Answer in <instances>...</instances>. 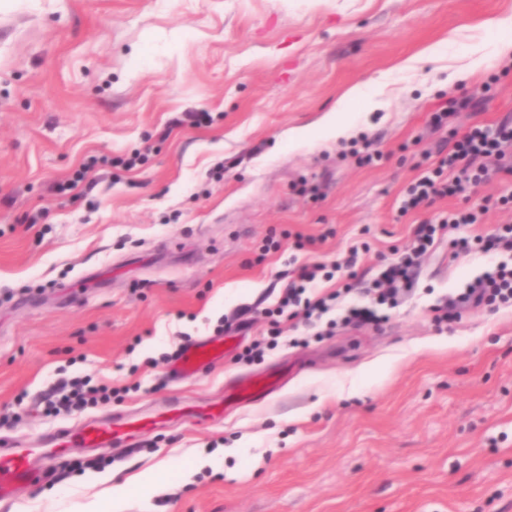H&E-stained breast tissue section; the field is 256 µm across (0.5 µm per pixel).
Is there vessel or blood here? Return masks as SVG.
Masks as SVG:
<instances>
[{
	"label": "vessel or blood",
	"mask_w": 512,
	"mask_h": 512,
	"mask_svg": "<svg viewBox=\"0 0 512 512\" xmlns=\"http://www.w3.org/2000/svg\"><path fill=\"white\" fill-rule=\"evenodd\" d=\"M224 357V339L220 336H207L187 344L181 351L173 370L176 378L196 376L220 362ZM277 383L269 378H259L242 385L238 390L240 399L252 403L273 394ZM163 415L122 416L108 421H90L74 428L55 431L48 437L50 453L56 458H64L70 446L100 448L116 443L130 442L137 435L156 429L163 424ZM42 478L30 449L15 443L0 446V500L15 496L17 490L37 485Z\"/></svg>",
	"instance_id": "1"
}]
</instances>
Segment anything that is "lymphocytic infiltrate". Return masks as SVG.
Returning a JSON list of instances; mask_svg holds the SVG:
<instances>
[{"label": "lymphocytic infiltrate", "instance_id": "1", "mask_svg": "<svg viewBox=\"0 0 512 512\" xmlns=\"http://www.w3.org/2000/svg\"><path fill=\"white\" fill-rule=\"evenodd\" d=\"M512 118H504L497 127L474 126L455 141L448 154L440 157L435 168L414 179L406 188L400 209L416 210L422 205L446 197L469 192L484 181L489 172L512 174ZM474 211H454L439 222L429 220L418 224L412 248L387 264L374 282L375 301L380 305L393 302L398 293L412 292L414 269L420 258L436 239L447 238L451 258L469 255L473 250L500 254L501 260L492 269L475 277L459 292L451 294L436 307L439 322L457 321L463 310L483 305L512 306V225H499L487 237L465 235L464 229L476 223ZM361 259L359 246H351L342 263L326 265L311 263L300 266L288 282L278 306V315L294 320L319 318L336 305L337 293L308 296L307 291L319 280H332L336 272L354 271ZM110 388L90 384L75 377L58 384L46 402L50 412L85 408L108 400Z\"/></svg>", "mask_w": 512, "mask_h": 512}]
</instances>
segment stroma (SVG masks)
I'll return each mask as SVG.
<instances>
[{
  "label": "stroma",
  "mask_w": 512,
  "mask_h": 512,
  "mask_svg": "<svg viewBox=\"0 0 512 512\" xmlns=\"http://www.w3.org/2000/svg\"><path fill=\"white\" fill-rule=\"evenodd\" d=\"M508 19L512 0H0V414L15 420L0 441L36 448L86 418L290 376L221 418L70 449L100 469L57 466L0 512H80L104 476L157 466L166 482L127 512H512V307L432 312L498 255L453 260L436 241L380 326L335 310L275 339L263 316L296 268L357 242L342 303L367 302L419 221L512 197L501 173L399 210L453 132L512 115V55L448 77ZM359 85L381 109L349 97ZM449 100L453 125L431 127ZM337 109L344 136L290 138ZM364 137L382 153L369 165ZM297 234L316 247L294 249ZM223 326V363L173 381L170 354ZM84 376L111 400L43 414L55 384ZM203 449L223 450V471L183 480Z\"/></svg>",
  "instance_id": "obj_1"
}]
</instances>
